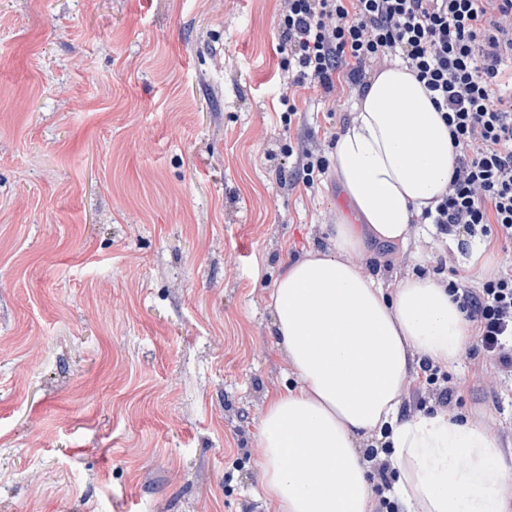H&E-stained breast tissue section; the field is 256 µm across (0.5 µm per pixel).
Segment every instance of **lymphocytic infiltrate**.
<instances>
[{"label": "lymphocytic infiltrate", "mask_w": 512, "mask_h": 512, "mask_svg": "<svg viewBox=\"0 0 512 512\" xmlns=\"http://www.w3.org/2000/svg\"><path fill=\"white\" fill-rule=\"evenodd\" d=\"M288 73L283 123L302 89L332 94L337 78L365 85L375 67L397 60L432 92L460 155L448 191L424 216L440 233L464 231L512 243V0H283L277 18ZM296 178L314 191L330 162L317 142L288 143ZM448 291L475 325L481 350L512 373V259L479 286Z\"/></svg>", "instance_id": "f902f5d3"}]
</instances>
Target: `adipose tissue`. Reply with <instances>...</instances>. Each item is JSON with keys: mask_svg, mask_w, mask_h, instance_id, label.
<instances>
[{"mask_svg": "<svg viewBox=\"0 0 512 512\" xmlns=\"http://www.w3.org/2000/svg\"><path fill=\"white\" fill-rule=\"evenodd\" d=\"M354 108L332 155L352 215L332 225L331 249L290 263L272 285L273 332L296 384L268 396L258 423L263 494L278 512H373L361 442L384 434L400 512H512L507 450L481 424L401 411L415 365L455 366L471 321L436 279L387 289L352 260L374 243L405 245L445 194L458 158L448 126L398 64Z\"/></svg>", "mask_w": 512, "mask_h": 512, "instance_id": "obj_1", "label": "adipose tissue"}]
</instances>
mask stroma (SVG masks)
Returning <instances> with one entry per match:
<instances>
[{
	"mask_svg": "<svg viewBox=\"0 0 512 512\" xmlns=\"http://www.w3.org/2000/svg\"><path fill=\"white\" fill-rule=\"evenodd\" d=\"M280 7L0 0V512H272L256 429L294 378L270 289L348 210L282 147L354 104L302 90L282 123ZM476 244L417 224L354 261L477 283ZM448 374L449 412L512 451V377L473 340Z\"/></svg>",
	"mask_w": 512,
	"mask_h": 512,
	"instance_id": "stroma-1",
	"label": "stroma"
}]
</instances>
